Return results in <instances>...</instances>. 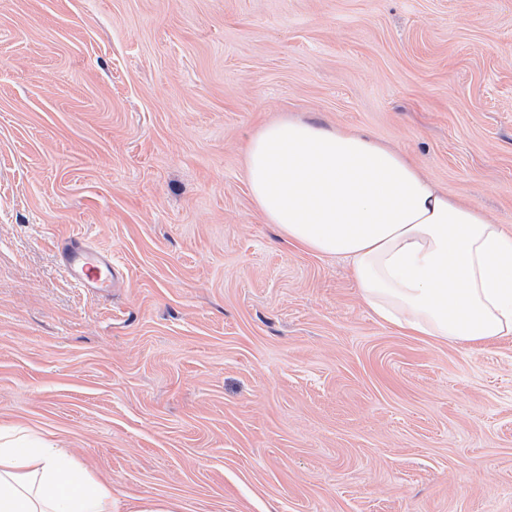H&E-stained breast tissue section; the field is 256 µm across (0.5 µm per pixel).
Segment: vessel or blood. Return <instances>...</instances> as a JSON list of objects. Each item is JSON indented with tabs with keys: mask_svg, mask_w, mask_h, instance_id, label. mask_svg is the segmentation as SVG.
<instances>
[{
	"mask_svg": "<svg viewBox=\"0 0 512 512\" xmlns=\"http://www.w3.org/2000/svg\"><path fill=\"white\" fill-rule=\"evenodd\" d=\"M60 262L75 283L86 291L108 293L121 287L125 275L112 261V252L81 237L64 241L59 249Z\"/></svg>",
	"mask_w": 512,
	"mask_h": 512,
	"instance_id": "1",
	"label": "vessel or blood"
}]
</instances>
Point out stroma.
<instances>
[{"label": "stroma", "instance_id": "35a3bbf8", "mask_svg": "<svg viewBox=\"0 0 512 512\" xmlns=\"http://www.w3.org/2000/svg\"><path fill=\"white\" fill-rule=\"evenodd\" d=\"M352 127L512 231V0H0V430L178 512H512V336H406L245 179ZM110 249L79 288L58 245ZM61 265L80 288L93 293H111L120 288L125 274L114 262L110 249L100 248L81 237L64 241L59 249Z\"/></svg>", "mask_w": 512, "mask_h": 512}]
</instances>
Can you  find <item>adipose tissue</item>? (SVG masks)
<instances>
[{
	"label": "adipose tissue",
	"mask_w": 512,
	"mask_h": 512,
	"mask_svg": "<svg viewBox=\"0 0 512 512\" xmlns=\"http://www.w3.org/2000/svg\"><path fill=\"white\" fill-rule=\"evenodd\" d=\"M267 223L346 259L364 303L409 336L474 346L512 335V232L437 190L406 155L360 131L294 119L246 149ZM112 489L63 449L0 440V512H110Z\"/></svg>",
	"instance_id": "ef3b65f1"
}]
</instances>
